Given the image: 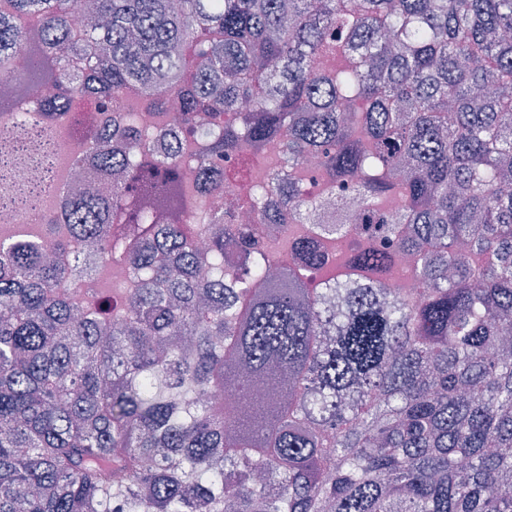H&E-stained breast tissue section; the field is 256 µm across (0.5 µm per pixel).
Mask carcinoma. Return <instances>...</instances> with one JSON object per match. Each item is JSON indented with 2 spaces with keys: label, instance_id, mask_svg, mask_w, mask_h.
Wrapping results in <instances>:
<instances>
[{
  "label": "carcinoma",
  "instance_id": "1",
  "mask_svg": "<svg viewBox=\"0 0 512 512\" xmlns=\"http://www.w3.org/2000/svg\"><path fill=\"white\" fill-rule=\"evenodd\" d=\"M13 2L41 26L0 16V209L40 222L0 238V512H512V0ZM34 85L58 96L19 106ZM174 99L201 151L140 156L138 112ZM86 100L72 128L122 112L126 147L91 136L110 191L47 210L53 127ZM285 125V160L315 155L367 212L352 224L276 174L259 217L312 210L320 235L392 242L418 288L314 292L309 239L272 282L251 230L209 209L210 160ZM143 237L174 259L140 253L112 314L94 287L83 309L59 291L84 269L50 252L110 267Z\"/></svg>",
  "mask_w": 512,
  "mask_h": 512
}]
</instances>
